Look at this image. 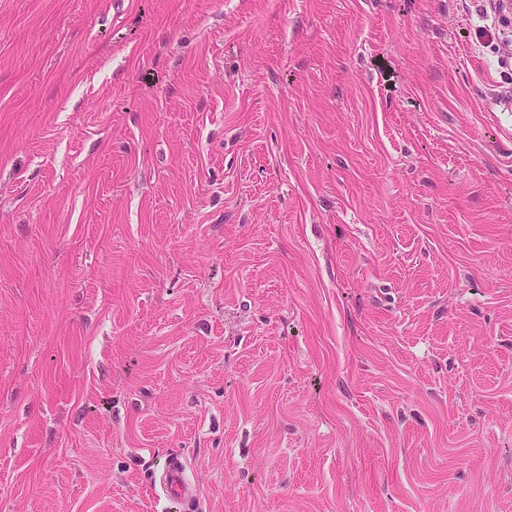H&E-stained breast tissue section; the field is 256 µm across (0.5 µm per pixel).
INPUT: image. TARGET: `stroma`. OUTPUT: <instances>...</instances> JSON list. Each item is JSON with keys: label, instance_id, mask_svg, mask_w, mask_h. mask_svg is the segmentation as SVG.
I'll list each match as a JSON object with an SVG mask.
<instances>
[{"label": "stroma", "instance_id": "35a3bbf8", "mask_svg": "<svg viewBox=\"0 0 512 512\" xmlns=\"http://www.w3.org/2000/svg\"><path fill=\"white\" fill-rule=\"evenodd\" d=\"M491 3L0 0V512H512ZM160 485L174 503L178 504L183 500L188 502L194 498L195 490L187 481L184 464L177 456L173 457L162 471Z\"/></svg>", "mask_w": 512, "mask_h": 512}]
</instances>
